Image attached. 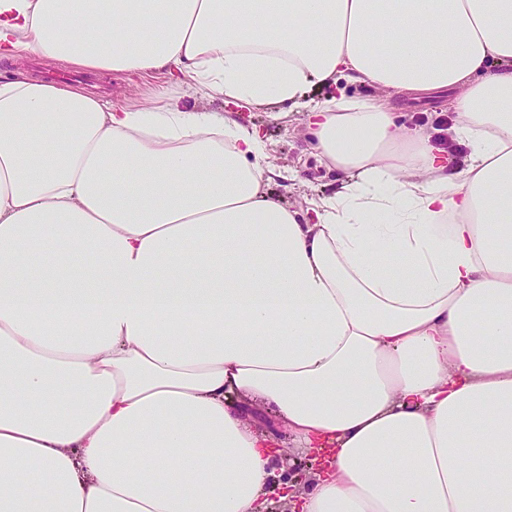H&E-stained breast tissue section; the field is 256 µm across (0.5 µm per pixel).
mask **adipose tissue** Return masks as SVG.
Masks as SVG:
<instances>
[{"instance_id": "ef3b65f1", "label": "adipose tissue", "mask_w": 512, "mask_h": 512, "mask_svg": "<svg viewBox=\"0 0 512 512\" xmlns=\"http://www.w3.org/2000/svg\"><path fill=\"white\" fill-rule=\"evenodd\" d=\"M302 104L456 92L462 163L388 100L305 114L345 174L269 199L236 113L0 78V512H512V0H0V60ZM264 426L265 429L277 433L279 436L283 437V434H285V438H282V441L285 447L288 448L290 459L288 466H286L285 463L284 466H282L281 460L278 455H276L274 459L275 478H273V480L276 481V483H273L274 488L277 489V487L282 488L291 486L290 489H293L289 495H282V489L280 490V493L278 490L275 491L274 489V493L269 498V502L266 504L265 510L268 509L267 511L269 512H289L291 511V501L296 500L297 495L308 488L316 470V465L312 462V452L308 448H301L302 446L288 433V430L280 426L268 415H265ZM282 473L285 478H291L292 480L289 481L287 485L280 484L278 486L277 480Z\"/></svg>"}]
</instances>
